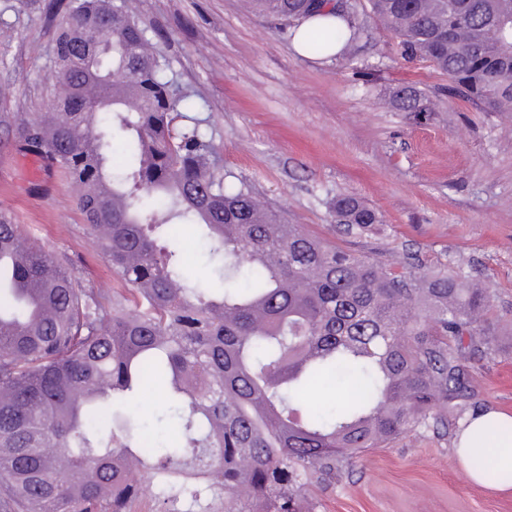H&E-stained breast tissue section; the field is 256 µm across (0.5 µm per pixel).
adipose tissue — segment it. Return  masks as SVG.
Masks as SVG:
<instances>
[{
	"instance_id": "1",
	"label": "adipose tissue",
	"mask_w": 512,
	"mask_h": 512,
	"mask_svg": "<svg viewBox=\"0 0 512 512\" xmlns=\"http://www.w3.org/2000/svg\"><path fill=\"white\" fill-rule=\"evenodd\" d=\"M454 451L475 483L499 491L512 489V415L498 410L478 413L458 431ZM477 456L489 462L490 471L473 468Z\"/></svg>"
}]
</instances>
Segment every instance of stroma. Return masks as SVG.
<instances>
[{"label": "stroma", "mask_w": 512, "mask_h": 512, "mask_svg": "<svg viewBox=\"0 0 512 512\" xmlns=\"http://www.w3.org/2000/svg\"><path fill=\"white\" fill-rule=\"evenodd\" d=\"M69 0H0V214L26 227L80 274L116 285L106 257L84 236L75 193L58 172L33 176L8 123L42 112L57 87L51 48L57 9ZM157 36L182 114L222 159L225 181L247 186L291 224L381 262L415 255L431 268L489 288L512 311V114L480 112L448 94V79L402 59L397 38L369 22L357 60L297 55L245 0H130ZM438 101L399 110L393 88ZM359 197L382 216L363 235L338 232L329 202ZM478 409L512 413V356L475 362ZM454 434L421 428L367 449L343 478L314 487L315 512H512V490L474 483Z\"/></svg>", "instance_id": "stroma-1"}]
</instances>
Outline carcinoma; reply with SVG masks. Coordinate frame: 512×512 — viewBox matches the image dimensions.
Instances as JSON below:
<instances>
[{
  "label": "carcinoma",
  "mask_w": 512,
  "mask_h": 512,
  "mask_svg": "<svg viewBox=\"0 0 512 512\" xmlns=\"http://www.w3.org/2000/svg\"><path fill=\"white\" fill-rule=\"evenodd\" d=\"M274 25L329 0H246ZM402 54L448 76L482 112H512V0H369ZM305 43L350 60L355 0ZM52 46L61 95L14 121V143L77 189L84 233L120 287L0 215V512H133L147 478L159 512H314L305 486L334 480L369 448L466 419L472 362L512 354V317L488 289L408 261L381 264L286 224L224 182L200 120L177 130L185 95L128 0H70ZM392 102L424 112L410 87ZM336 223H380L359 199ZM196 236L224 287L192 277ZM159 382L179 440L158 447L133 412ZM349 394L324 406L323 384ZM208 481L168 486L175 470Z\"/></svg>",
  "instance_id": "1"
}]
</instances>
